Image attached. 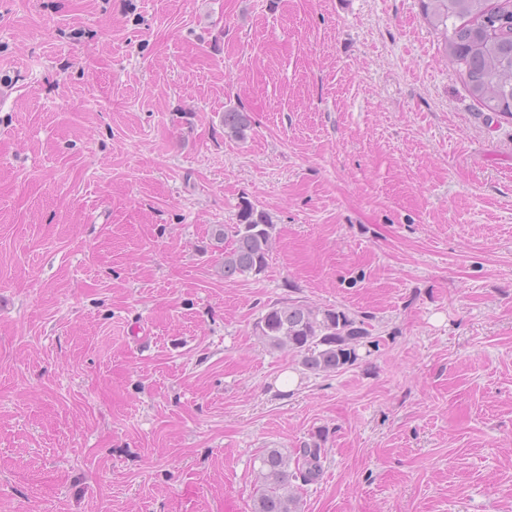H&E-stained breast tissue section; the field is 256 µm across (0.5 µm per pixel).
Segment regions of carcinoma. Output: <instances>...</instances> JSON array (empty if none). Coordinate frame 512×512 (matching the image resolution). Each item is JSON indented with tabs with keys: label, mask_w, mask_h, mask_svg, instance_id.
<instances>
[{
	"label": "carcinoma",
	"mask_w": 512,
	"mask_h": 512,
	"mask_svg": "<svg viewBox=\"0 0 512 512\" xmlns=\"http://www.w3.org/2000/svg\"><path fill=\"white\" fill-rule=\"evenodd\" d=\"M422 17L442 36L443 52L457 67L470 96L485 110L512 118V0H420ZM224 132L246 138L248 113L224 112ZM275 232L268 215L242 201L237 223L217 230L231 238L224 249V281L260 275ZM255 330L269 346L291 351L310 373H336L359 360L358 349L370 338L365 321L338 308L316 309L300 301L266 308ZM324 449L314 440L290 457L268 448L259 457L261 485L253 512H301L297 491L323 471Z\"/></svg>",
	"instance_id": "obj_1"
}]
</instances>
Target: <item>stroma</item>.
<instances>
[{
  "label": "stroma",
  "mask_w": 512,
  "mask_h": 512,
  "mask_svg": "<svg viewBox=\"0 0 512 512\" xmlns=\"http://www.w3.org/2000/svg\"><path fill=\"white\" fill-rule=\"evenodd\" d=\"M288 299L373 344L303 370ZM318 432L302 512H512V119L419 0H0V512L249 510ZM224 131L238 139L246 138V131L251 128V118L248 113L230 109L224 113ZM217 239L230 236L231 245L224 248L222 272L225 281L232 282L239 275H260L267 267V257L275 226L268 215L250 201H242L237 223L222 225ZM255 330L269 346L288 348L310 373H336L359 360L371 338L365 321L338 308L316 309L296 300L266 308Z\"/></svg>",
  "instance_id": "stroma-1"
}]
</instances>
